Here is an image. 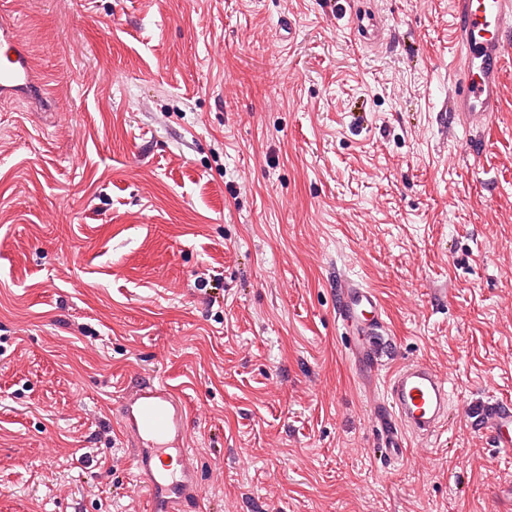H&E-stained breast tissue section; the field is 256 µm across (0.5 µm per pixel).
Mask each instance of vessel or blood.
<instances>
[{"label":"vessel or blood","mask_w":512,"mask_h":512,"mask_svg":"<svg viewBox=\"0 0 512 512\" xmlns=\"http://www.w3.org/2000/svg\"><path fill=\"white\" fill-rule=\"evenodd\" d=\"M453 38L463 65L442 112L449 123L486 127L499 109L506 52L512 50V0H455ZM18 98L36 111L51 104L36 77L19 26L0 14V99ZM336 319L349 355L365 375L384 377V397L373 406L374 441L390 463L400 462L409 437H427L448 420V385L422 362L382 374L392 341L373 288L348 274L336 280ZM138 488L148 512H192L201 485L186 443L187 414L168 386L142 381L127 387L116 407ZM469 425L488 433L494 448L512 451V402L489 399L470 411Z\"/></svg>","instance_id":"vessel-or-blood-1"}]
</instances>
